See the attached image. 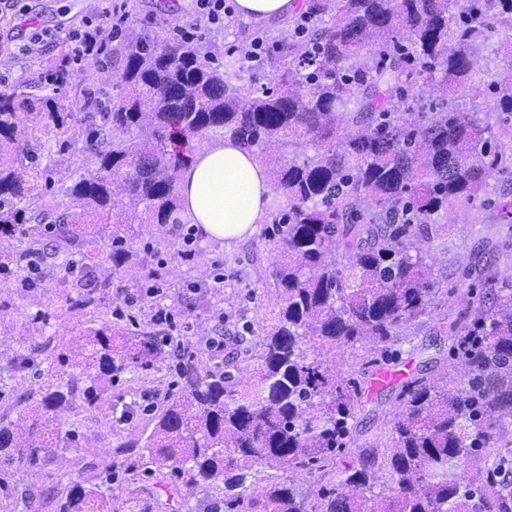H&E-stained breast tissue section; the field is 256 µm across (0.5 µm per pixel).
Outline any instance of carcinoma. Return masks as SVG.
I'll return each mask as SVG.
<instances>
[{
	"instance_id": "1",
	"label": "carcinoma",
	"mask_w": 512,
	"mask_h": 512,
	"mask_svg": "<svg viewBox=\"0 0 512 512\" xmlns=\"http://www.w3.org/2000/svg\"><path fill=\"white\" fill-rule=\"evenodd\" d=\"M326 14L330 22L306 28L294 18L258 59L244 51L252 69L271 72L269 86L233 84L184 35L158 41L127 27L109 32L101 52L120 71L119 101L73 81L67 42L47 83L0 91V236L30 249L58 228L71 244L103 242L112 270L127 269L139 230L111 215L115 198L145 224L170 223L183 147L211 134L270 161L274 190L288 199L272 212L274 309L243 326L257 337L250 381L236 380L235 357L211 368L190 341L171 355L151 332L82 327L58 347L27 429L0 416V469L42 472L61 451L49 424L77 403L117 423L129 418L136 401L105 395L102 380L162 363L176 377L178 393L151 410V433L86 466L46 512H166L144 477L178 494L199 491L189 512H512L500 433L512 425V274L497 288V308L478 306L453 326V357L465 369L457 387L422 377L403 386L385 451L354 439L361 381L322 357L369 341L377 357L362 375L400 360L402 329L430 316L439 291L414 239L431 224L445 230L449 210L471 205L512 164L509 127L495 132L448 102L467 88L475 53L493 34L512 55V0H313L307 15ZM424 75L438 92L428 102L416 96ZM493 87L495 111L512 115L511 63ZM75 103L89 125L83 173L58 215L39 193L31 130L68 147ZM302 143L315 153L288 157ZM26 193L30 215L16 203Z\"/></svg>"
}]
</instances>
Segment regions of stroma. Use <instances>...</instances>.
<instances>
[{"instance_id": "35a3bbf8", "label": "stroma", "mask_w": 512, "mask_h": 512, "mask_svg": "<svg viewBox=\"0 0 512 512\" xmlns=\"http://www.w3.org/2000/svg\"><path fill=\"white\" fill-rule=\"evenodd\" d=\"M111 6L120 7L128 25L155 32L161 39L168 29L186 28L196 21L195 0H20L14 14L0 22V56L6 60L0 65V82L8 88L26 84L49 65L57 52V41L44 43L35 57L19 53L34 30L54 29L65 34L96 20L102 8ZM287 28L284 20L247 22L234 14L225 18L223 28L204 27L199 35L203 44L213 47L218 62L232 72L234 83L247 84L254 75L241 61L239 47L251 46L258 36L274 40ZM503 69V51L497 37H490L476 53L469 88L456 101L459 109L480 121H494L491 82ZM36 143L42 166L52 177L45 198L51 204L65 205L63 190L78 174L80 147L75 144L61 150L54 137L44 131L37 133ZM268 231V225H260L254 236L227 248L203 240L195 226L184 221L161 229L142 225L134 243L137 261L128 276H114L107 251L99 250L92 283L95 301L82 311L72 308L62 282L69 266L84 261L85 256L56 233L44 234L41 283L24 287V278L31 275L26 268L17 275L0 276V323L7 330L0 340V413L19 421L24 407L38 399V374L48 370L54 357L47 338L71 335L81 322L143 326L151 320V308L161 306L172 314L173 321L157 325L155 331L173 337L169 352H177L178 342L186 339L202 346L207 339L222 336L226 343L223 351L214 353V360L235 355L238 347L229 343V334L244 322L267 317L273 308V297L264 288L274 262ZM188 234L193 237L194 256L185 261L178 252ZM416 245L434 269L447 274L451 295L424 325L409 328L401 357L410 361L414 376L453 386L463 377L461 367L448 356L455 321L470 315L473 297L489 294V277L497 272L512 273V167L494 173L473 205L449 211L446 232L419 238ZM154 272L163 291L153 298L142 296L140 286ZM17 353L30 357L29 369L13 370L10 359ZM126 384L138 389L140 408L125 423L116 426L108 416L72 410L62 416V426L78 430L80 438L66 443L53 472L23 475L0 471V512H39L46 498L60 489L58 473L76 480L84 464L111 461L128 432L144 427L147 406L175 392L172 376L163 367L128 374ZM400 392L396 385L365 393V406L358 415V441L387 438Z\"/></svg>"}]
</instances>
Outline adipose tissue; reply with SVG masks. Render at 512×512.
<instances>
[{
	"label": "adipose tissue",
	"instance_id": "1",
	"mask_svg": "<svg viewBox=\"0 0 512 512\" xmlns=\"http://www.w3.org/2000/svg\"><path fill=\"white\" fill-rule=\"evenodd\" d=\"M181 215L205 239L241 242L267 218V167L236 141L218 139L196 151L178 179Z\"/></svg>",
	"mask_w": 512,
	"mask_h": 512
}]
</instances>
